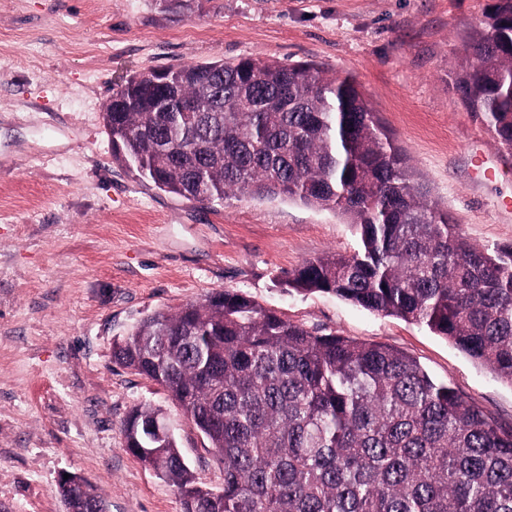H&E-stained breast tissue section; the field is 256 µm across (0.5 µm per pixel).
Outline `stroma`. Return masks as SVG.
I'll return each instance as SVG.
<instances>
[{
    "instance_id": "obj_1",
    "label": "stroma",
    "mask_w": 512,
    "mask_h": 512,
    "mask_svg": "<svg viewBox=\"0 0 512 512\" xmlns=\"http://www.w3.org/2000/svg\"><path fill=\"white\" fill-rule=\"evenodd\" d=\"M492 0H0V512H65L63 474L108 512H183L175 488L124 447L139 405L164 409L200 480L217 456L167 394L112 361L147 315L224 288L324 333L417 358L512 426V385L421 325L287 273L352 253L354 225L297 201H189L112 160L103 112L126 78L243 57L357 76L371 107L460 231L512 247V154L448 74Z\"/></svg>"
}]
</instances>
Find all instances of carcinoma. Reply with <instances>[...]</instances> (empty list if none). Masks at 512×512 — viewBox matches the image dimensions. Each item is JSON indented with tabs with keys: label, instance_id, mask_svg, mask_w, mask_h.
<instances>
[{
	"label": "carcinoma",
	"instance_id": "carcinoma-1",
	"mask_svg": "<svg viewBox=\"0 0 512 512\" xmlns=\"http://www.w3.org/2000/svg\"><path fill=\"white\" fill-rule=\"evenodd\" d=\"M453 89L512 150V0L465 42ZM129 77L104 112L113 162L188 200H298L359 231L351 254L307 260L283 285L426 326L512 385V247L477 246L357 79L242 58ZM160 385L224 466L207 487L176 436L138 406L128 452L174 486L183 512H512V427L411 355L319 333L252 297L212 292L156 311L113 343Z\"/></svg>",
	"mask_w": 512,
	"mask_h": 512
}]
</instances>
